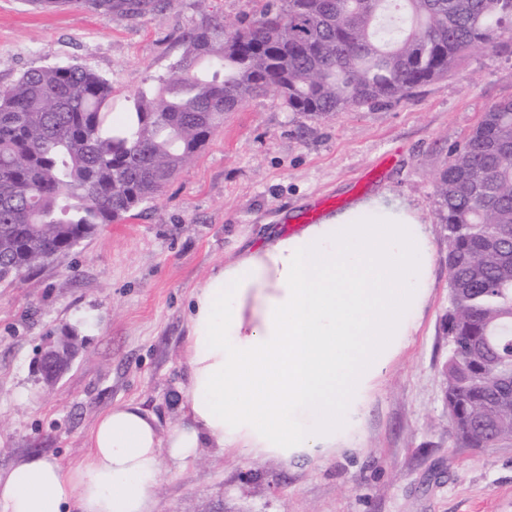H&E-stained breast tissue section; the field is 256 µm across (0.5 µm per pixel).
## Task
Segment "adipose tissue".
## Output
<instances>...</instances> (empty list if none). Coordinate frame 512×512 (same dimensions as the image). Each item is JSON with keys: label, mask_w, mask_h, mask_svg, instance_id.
Returning a JSON list of instances; mask_svg holds the SVG:
<instances>
[{"label": "adipose tissue", "mask_w": 512, "mask_h": 512, "mask_svg": "<svg viewBox=\"0 0 512 512\" xmlns=\"http://www.w3.org/2000/svg\"><path fill=\"white\" fill-rule=\"evenodd\" d=\"M432 255L423 214L386 193L241 238L192 293L182 418L167 438L139 404L112 407L80 463L33 455L0 473V512H150L167 457L334 451L417 330Z\"/></svg>", "instance_id": "obj_1"}]
</instances>
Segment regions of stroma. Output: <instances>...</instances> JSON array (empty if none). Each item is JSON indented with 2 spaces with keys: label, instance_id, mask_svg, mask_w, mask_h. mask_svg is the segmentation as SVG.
I'll use <instances>...</instances> for the list:
<instances>
[{
  "label": "stroma",
  "instance_id": "1",
  "mask_svg": "<svg viewBox=\"0 0 512 512\" xmlns=\"http://www.w3.org/2000/svg\"><path fill=\"white\" fill-rule=\"evenodd\" d=\"M255 0H167L136 18L89 7L0 0V86L24 71L76 63L112 85L114 110L158 85L199 13L236 21ZM512 97V53L467 54L447 78L392 105L321 119L256 98L225 115L195 160L153 201L102 226L61 262L0 285V470L40 454L63 467L88 452L97 418L136 402L162 431L180 418L188 303L244 235L385 191L430 224L434 287L407 347L376 382L352 448L289 464L200 449L165 459L152 512H512V447L458 448L443 389L448 231L435 183L448 149L493 103ZM81 347L55 383L36 370L65 330Z\"/></svg>",
  "mask_w": 512,
  "mask_h": 512
}]
</instances>
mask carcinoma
<instances>
[{"instance_id":"carcinoma-1","label":"carcinoma","mask_w":512,"mask_h":512,"mask_svg":"<svg viewBox=\"0 0 512 512\" xmlns=\"http://www.w3.org/2000/svg\"><path fill=\"white\" fill-rule=\"evenodd\" d=\"M138 17L163 0H34ZM158 87L117 119L112 85L76 64L0 87V283L65 257L154 200L224 115L272 93L311 118L399 102L477 48L512 43V0H263L228 26L201 14ZM445 400L455 445L512 446V98L448 150Z\"/></svg>"}]
</instances>
